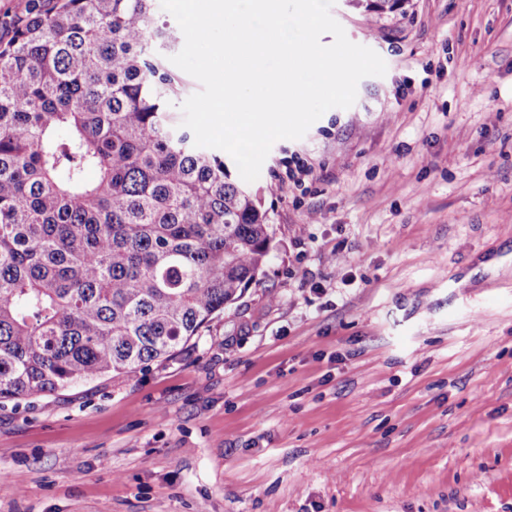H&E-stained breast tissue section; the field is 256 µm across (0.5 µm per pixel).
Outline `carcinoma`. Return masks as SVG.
Listing matches in <instances>:
<instances>
[{"label":"carcinoma","mask_w":512,"mask_h":512,"mask_svg":"<svg viewBox=\"0 0 512 512\" xmlns=\"http://www.w3.org/2000/svg\"><path fill=\"white\" fill-rule=\"evenodd\" d=\"M172 41L155 0L0 7V401L167 361L264 272L259 194L166 110Z\"/></svg>","instance_id":"obj_1"}]
</instances>
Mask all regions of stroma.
Segmentation results:
<instances>
[{
  "mask_svg": "<svg viewBox=\"0 0 512 512\" xmlns=\"http://www.w3.org/2000/svg\"><path fill=\"white\" fill-rule=\"evenodd\" d=\"M331 13L387 72L272 146L264 274L165 363L0 402V512H512V0Z\"/></svg>",
  "mask_w": 512,
  "mask_h": 512,
  "instance_id": "obj_1",
  "label": "stroma"
}]
</instances>
